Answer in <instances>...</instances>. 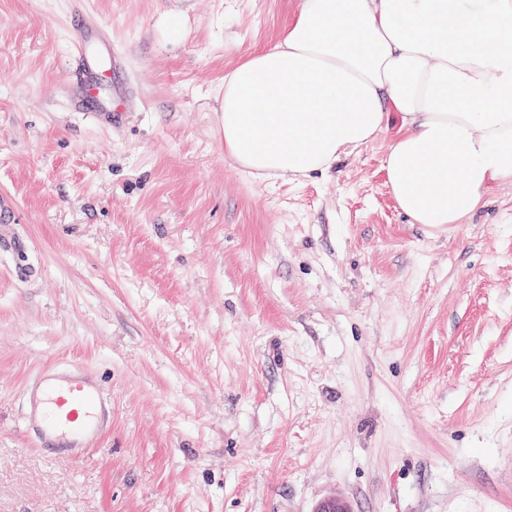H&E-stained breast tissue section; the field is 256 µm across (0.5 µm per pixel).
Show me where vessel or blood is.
Masks as SVG:
<instances>
[{
  "mask_svg": "<svg viewBox=\"0 0 512 512\" xmlns=\"http://www.w3.org/2000/svg\"><path fill=\"white\" fill-rule=\"evenodd\" d=\"M77 28L65 78L73 106L110 120L131 96L119 83L122 58L106 26L84 19ZM111 416L112 405L95 379L77 366L52 367L27 392L23 426L42 448L78 454L98 445Z\"/></svg>",
  "mask_w": 512,
  "mask_h": 512,
  "instance_id": "b4317fda",
  "label": "vessel or blood"
}]
</instances>
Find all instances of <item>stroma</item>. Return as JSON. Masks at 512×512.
Segmentation results:
<instances>
[{"label":"stroma","instance_id":"stroma-1","mask_svg":"<svg viewBox=\"0 0 512 512\" xmlns=\"http://www.w3.org/2000/svg\"><path fill=\"white\" fill-rule=\"evenodd\" d=\"M299 2L0 0V512H512V185L434 229L395 127L326 178L224 155L212 92ZM87 13L137 89L109 128L63 86ZM70 364L112 404L81 458L23 428ZM158 31L164 41L177 42L185 37L187 28L184 19L179 14L169 12L160 18Z\"/></svg>","mask_w":512,"mask_h":512}]
</instances>
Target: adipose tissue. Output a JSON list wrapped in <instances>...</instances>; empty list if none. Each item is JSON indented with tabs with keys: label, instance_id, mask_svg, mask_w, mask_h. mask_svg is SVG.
I'll return each instance as SVG.
<instances>
[{
	"label": "adipose tissue",
	"instance_id": "obj_1",
	"mask_svg": "<svg viewBox=\"0 0 512 512\" xmlns=\"http://www.w3.org/2000/svg\"><path fill=\"white\" fill-rule=\"evenodd\" d=\"M214 102L225 155L265 178L328 172L399 123L398 210L463 223L512 184V0H301Z\"/></svg>",
	"mask_w": 512,
	"mask_h": 512
}]
</instances>
